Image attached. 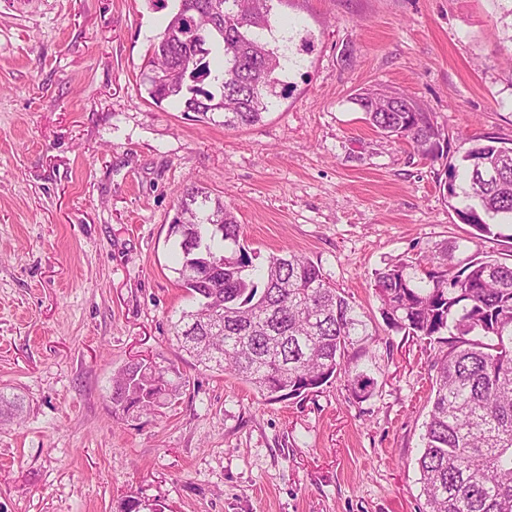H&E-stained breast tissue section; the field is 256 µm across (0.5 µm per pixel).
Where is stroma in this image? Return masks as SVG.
Segmentation results:
<instances>
[{
    "mask_svg": "<svg viewBox=\"0 0 512 512\" xmlns=\"http://www.w3.org/2000/svg\"><path fill=\"white\" fill-rule=\"evenodd\" d=\"M176 0H0V512H423L416 460L436 352L390 332L375 271L465 242L439 182L475 139L512 143V0H294L291 60L241 129L142 82ZM420 100L448 143L430 161L376 132L355 94ZM198 180L259 257L303 254L367 316L363 363L265 401L194 364L173 335L176 197ZM152 359L173 405L114 417L112 374Z\"/></svg>",
    "mask_w": 512,
    "mask_h": 512,
    "instance_id": "1",
    "label": "stroma"
}]
</instances>
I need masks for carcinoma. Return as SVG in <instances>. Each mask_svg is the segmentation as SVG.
<instances>
[{"label":"carcinoma","instance_id":"1","mask_svg":"<svg viewBox=\"0 0 512 512\" xmlns=\"http://www.w3.org/2000/svg\"><path fill=\"white\" fill-rule=\"evenodd\" d=\"M222 2L213 14V0H178L151 44L143 83L157 104L220 114L225 128L238 129L261 121L288 71V46L273 34L288 0ZM206 80L215 91L200 87ZM354 100L378 133L426 159L444 157L441 129L412 96L367 89ZM502 149L498 139L480 138L461 166L447 167L443 190L459 200L455 211L477 239L512 225V161ZM176 208L175 273L192 305L172 329L196 365L233 375L267 400L307 396L341 374L357 397L372 395L375 380L360 361L373 334L320 266L284 251L254 262L234 207L199 181L183 188ZM458 249L387 265L375 274L374 293L390 329L431 343L448 333L433 364L418 459L426 512H512V264L478 252L456 263ZM184 386L170 366L127 363L112 377V413H153Z\"/></svg>","mask_w":512,"mask_h":512}]
</instances>
